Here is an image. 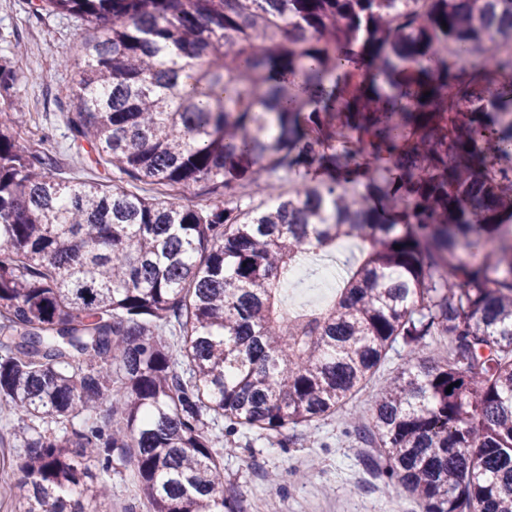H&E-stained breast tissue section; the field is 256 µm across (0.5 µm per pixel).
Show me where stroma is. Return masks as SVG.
Masks as SVG:
<instances>
[{"label": "stroma", "instance_id": "stroma-1", "mask_svg": "<svg viewBox=\"0 0 512 512\" xmlns=\"http://www.w3.org/2000/svg\"><path fill=\"white\" fill-rule=\"evenodd\" d=\"M94 32L93 25L70 16L34 14L31 0H0V60L10 61L15 72L13 85L0 89V105L31 115V148L50 158L56 177L108 184L115 170L73 158L67 123L81 44ZM406 352L404 344H395L348 410L366 413L379 388L404 367ZM211 432L224 444V490L242 500L245 512L265 499L279 512L420 510L397 482L377 476L374 449L345 433L337 417L291 426L277 436L229 435L221 425ZM108 481L112 512H146L132 465L116 466Z\"/></svg>", "mask_w": 512, "mask_h": 512}]
</instances>
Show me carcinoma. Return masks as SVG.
I'll list each match as a JSON object with an SVG mask.
<instances>
[{
  "label": "carcinoma",
  "mask_w": 512,
  "mask_h": 512,
  "mask_svg": "<svg viewBox=\"0 0 512 512\" xmlns=\"http://www.w3.org/2000/svg\"><path fill=\"white\" fill-rule=\"evenodd\" d=\"M41 9L104 29L83 44L76 154L154 195L57 179L26 115L0 121V414L31 422L18 512H110L90 460L107 474L118 449L149 512H244L207 420L334 416L399 340L368 407L381 474L422 512H512V58L486 62L512 0ZM201 182L205 202L181 196ZM343 240L360 257L334 301L288 316L280 283Z\"/></svg>",
  "instance_id": "cac0c4a2"
}]
</instances>
